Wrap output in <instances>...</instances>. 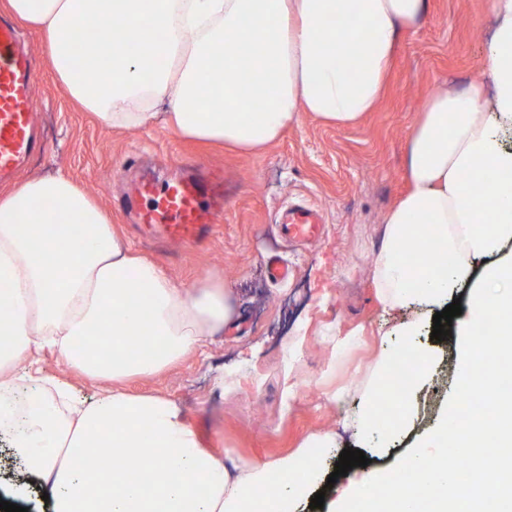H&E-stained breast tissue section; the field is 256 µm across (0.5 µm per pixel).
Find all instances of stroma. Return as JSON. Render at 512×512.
I'll return each instance as SVG.
<instances>
[{"mask_svg":"<svg viewBox=\"0 0 512 512\" xmlns=\"http://www.w3.org/2000/svg\"><path fill=\"white\" fill-rule=\"evenodd\" d=\"M490 0H430L429 12L400 39L385 93L355 125L327 126L311 116L288 128L264 151L243 154L179 137L161 126L116 130L82 110L46 63L40 30L17 21L35 73L36 129L43 144L0 181V193L28 177L68 174L109 213L132 251L163 266L177 286L211 275L230 291L235 320L208 337L201 351L155 375L120 383L122 392L161 393L180 408L202 447L228 464L264 463L295 453L311 436L339 433L322 451V512H332L371 476L387 472L438 424L453 390L459 336L431 337L432 319L408 304L383 308L372 264L384 218L406 190L404 165L411 127L427 99L486 80L485 46L492 34ZM224 176V220L193 245L172 243L139 225L129 190L138 181L194 174ZM309 204L325 218L316 242L282 236V213ZM286 263L287 280L273 281L272 262ZM417 322L414 336L402 328ZM430 358L417 391L421 419L373 450L343 430L365 403L363 391L380 359L405 344ZM38 374L16 388L26 403L42 399L46 379L66 382L75 401L93 403L105 380L72 369L57 351H44ZM364 451L368 466L327 485L341 450Z\"/></svg>","mask_w":512,"mask_h":512,"instance_id":"35a3bbf8","label":"stroma"}]
</instances>
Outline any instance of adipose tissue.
I'll return each instance as SVG.
<instances>
[{
  "label": "adipose tissue",
  "instance_id": "obj_1",
  "mask_svg": "<svg viewBox=\"0 0 512 512\" xmlns=\"http://www.w3.org/2000/svg\"><path fill=\"white\" fill-rule=\"evenodd\" d=\"M490 87L432 95L408 138L409 189L385 218L372 276L383 306L412 301L433 311L449 284L474 276L497 286L476 295L460 333L461 393L493 394L512 362V0H490ZM36 24L47 63L67 95L115 129L163 120L181 136L255 152L302 115L352 125L381 99L399 32L429 0H0ZM414 250L418 263L397 256ZM0 392L5 366L57 349L71 369L120 382L164 371L224 329L234 309L223 282L176 286L160 266L133 255L99 205L64 174L33 178L0 196ZM496 314L486 359L474 358L471 327ZM104 337L99 348L89 335ZM28 413L16 444L22 473L52 482L51 512H291L292 495L316 479L310 440L297 458L231 473L200 446L176 403L160 394L108 392L87 407L65 384ZM395 400L377 415L380 392ZM411 385L379 375L361 425L367 436L407 428ZM92 455L85 465L84 455ZM277 471L278 484L266 481Z\"/></svg>",
  "mask_w": 512,
  "mask_h": 512
}]
</instances>
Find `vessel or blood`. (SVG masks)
I'll list each match as a JSON object with an SVG mask.
<instances>
[{
  "label": "vessel or blood",
  "mask_w": 512,
  "mask_h": 512,
  "mask_svg": "<svg viewBox=\"0 0 512 512\" xmlns=\"http://www.w3.org/2000/svg\"><path fill=\"white\" fill-rule=\"evenodd\" d=\"M34 74L20 48L14 26L0 24V177L16 170L36 148L32 97ZM152 206L140 216L141 223L161 229L166 239L193 242L205 235L219 215L203 208L205 197H220L219 183L183 177L158 185L147 181L138 187ZM325 224L317 210L291 209L279 226L290 239L314 241L322 238Z\"/></svg>",
  "instance_id": "1"
}]
</instances>
